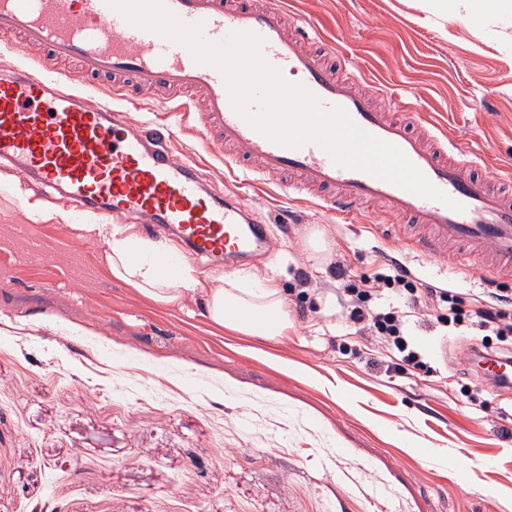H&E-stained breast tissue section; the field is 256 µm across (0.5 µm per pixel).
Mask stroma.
<instances>
[{
    "label": "stroma",
    "mask_w": 512,
    "mask_h": 512,
    "mask_svg": "<svg viewBox=\"0 0 512 512\" xmlns=\"http://www.w3.org/2000/svg\"><path fill=\"white\" fill-rule=\"evenodd\" d=\"M284 10L305 46L351 58L396 111L430 115L512 169V14L471 27L431 0ZM117 117L168 122L206 187L247 200L274 249L222 271L273 280L292 327L261 355L193 296L178 308L139 294L113 278L103 240L55 219L72 204L0 164V512H512V403L468 362L481 332L411 318L432 371L396 374L367 365L377 348L346 320L332 264L354 279L380 271L402 234L382 238L373 207L366 223L339 224L315 201L226 179L174 106L142 97ZM314 231L327 250L307 247ZM403 259L426 286L467 299L490 276L512 295V276L453 246Z\"/></svg>",
    "instance_id": "obj_1"
}]
</instances>
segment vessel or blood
<instances>
[{"instance_id":"vessel-or-blood-1","label":"vessel or blood","mask_w":512,"mask_h":512,"mask_svg":"<svg viewBox=\"0 0 512 512\" xmlns=\"http://www.w3.org/2000/svg\"><path fill=\"white\" fill-rule=\"evenodd\" d=\"M165 5L184 23L202 24L211 42L234 32L261 36L264 58L286 81L304 85L323 108L341 107L362 130L396 145L463 211L337 165L316 143L290 148L271 141L234 111L219 70L129 24L106 0H0V36L35 52L41 67L37 75L24 69L0 74V160L61 196L99 204L105 218H152L157 230L213 263L267 252L268 232L252 224L240 195L205 194L195 161L170 150L175 134L169 125L128 131L114 124L108 108L54 90L50 77L61 73L121 100L157 91L180 107L200 91L195 130L223 156L228 172L278 179L295 196L317 192L321 208L348 224L361 221L363 206L378 205L384 223L409 217L422 226L410 244L414 253L433 256L453 242L486 254L497 271L512 272V178L491 172L484 155L462 148L428 117L384 111L379 91L359 90L365 75L349 59L332 67L300 49L284 31L280 0L260 8L245 0Z\"/></svg>"}]
</instances>
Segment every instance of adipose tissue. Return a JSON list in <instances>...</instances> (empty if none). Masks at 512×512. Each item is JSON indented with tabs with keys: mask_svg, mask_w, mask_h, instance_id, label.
Masks as SVG:
<instances>
[{
	"mask_svg": "<svg viewBox=\"0 0 512 512\" xmlns=\"http://www.w3.org/2000/svg\"><path fill=\"white\" fill-rule=\"evenodd\" d=\"M438 7L470 26L512 13V0H438ZM95 230L108 246L106 260L113 277L141 294L177 307L190 292L217 328L272 342L287 336L288 303L273 281L255 287L238 276L201 277L169 242L138 235L129 226L99 224Z\"/></svg>",
	"mask_w": 512,
	"mask_h": 512,
	"instance_id": "adipose-tissue-1",
	"label": "adipose tissue"
}]
</instances>
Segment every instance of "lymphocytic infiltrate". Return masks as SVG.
Masks as SVG:
<instances>
[{
    "mask_svg": "<svg viewBox=\"0 0 512 512\" xmlns=\"http://www.w3.org/2000/svg\"><path fill=\"white\" fill-rule=\"evenodd\" d=\"M333 273L343 284V294L348 298V319L356 333L394 350L396 356L392 368L396 372L411 368L423 370L427 364L412 342L404 313L393 307L373 308L374 299L384 288L404 296L412 308L437 312L438 322L449 328L475 325L490 332L491 341L475 347V354L501 356L507 350L505 341L512 337V298L500 294L498 289L491 288L474 297L471 310L466 311L462 308L463 298L454 289L418 288L414 276L394 261L389 263L387 273L364 275L356 282L348 280L341 265H334Z\"/></svg>",
    "mask_w": 512,
    "mask_h": 512,
    "instance_id": "obj_1",
    "label": "lymphocytic infiltrate"
}]
</instances>
